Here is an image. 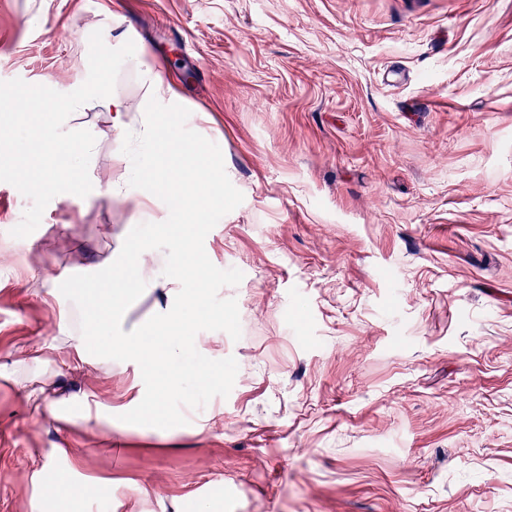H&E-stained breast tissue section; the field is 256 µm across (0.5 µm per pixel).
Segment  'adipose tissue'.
<instances>
[{
    "mask_svg": "<svg viewBox=\"0 0 512 512\" xmlns=\"http://www.w3.org/2000/svg\"><path fill=\"white\" fill-rule=\"evenodd\" d=\"M145 93L139 104H130L125 98L109 93L107 80L61 104L45 99L41 107L48 112L69 111L83 107L91 100H99L111 111L115 129L124 131L129 127V114L138 110L148 113L149 118L140 131L144 141L143 153L129 160V167L136 183L151 190L164 191L168 186L165 169L157 163L155 154L160 147L177 142L178 135L172 124L165 122V115L172 112L177 101L175 90L156 71L143 74ZM35 134L50 148L61 152L62 159L70 168H78L92 151L91 141H73L64 137L59 122L50 121L38 126ZM213 185L207 170L196 168L187 171L177 198L180 215L179 237L174 244V261L178 268L190 271V289L185 298L186 313L151 328L148 334L138 336H116L112 333V321L119 318L135 295L134 289L116 287L111 277H104L100 288L95 291L96 312L100 332L105 337L103 346L104 367L112 364L134 363L142 373L141 386L132 399L131 417L144 421H159L166 402L178 399L181 378L174 371L181 359L187 342L192 341L193 322L188 312L205 300L206 288L196 273L197 267L206 265L207 257L200 252H187L185 245L196 240L210 222L213 209L210 189ZM163 339L162 350H153L150 339ZM39 482L47 489V500L53 512H76L79 502L90 493L103 489V482H88L74 485L61 480L52 465H45Z\"/></svg>",
    "mask_w": 512,
    "mask_h": 512,
    "instance_id": "ef3b65f1",
    "label": "adipose tissue"
}]
</instances>
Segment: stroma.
<instances>
[{"label": "stroma", "instance_id": "obj_1", "mask_svg": "<svg viewBox=\"0 0 512 512\" xmlns=\"http://www.w3.org/2000/svg\"><path fill=\"white\" fill-rule=\"evenodd\" d=\"M180 95L189 156L219 194L212 272L180 368L223 380L130 427V366H95L90 299L133 238L152 276L122 336L183 305L169 193L109 199L132 147L101 102L82 194L34 191L45 149L0 152V512H43L48 458L108 478L109 512H512V0H0V95ZM84 338L89 363L59 371ZM54 400L63 423L35 410ZM112 417V431L81 418Z\"/></svg>", "mask_w": 512, "mask_h": 512}]
</instances>
